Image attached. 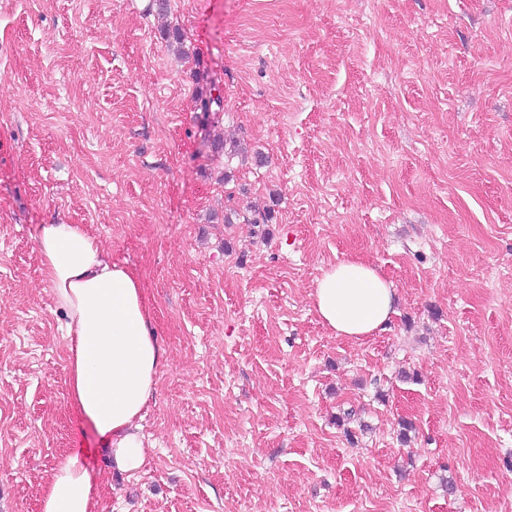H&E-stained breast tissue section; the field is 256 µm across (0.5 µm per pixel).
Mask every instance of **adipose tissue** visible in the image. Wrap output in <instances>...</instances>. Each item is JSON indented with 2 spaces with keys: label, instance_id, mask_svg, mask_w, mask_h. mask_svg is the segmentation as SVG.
<instances>
[{
  "label": "adipose tissue",
  "instance_id": "1",
  "mask_svg": "<svg viewBox=\"0 0 512 512\" xmlns=\"http://www.w3.org/2000/svg\"><path fill=\"white\" fill-rule=\"evenodd\" d=\"M43 278L66 316L72 406L112 447L122 472L145 455L139 422L166 359L157 342L140 278L112 262L79 224H43L35 237ZM336 336L359 340L385 331L396 314V288L376 267L348 258L323 270L311 294ZM92 478L78 452L53 469L41 512H97Z\"/></svg>",
  "mask_w": 512,
  "mask_h": 512
}]
</instances>
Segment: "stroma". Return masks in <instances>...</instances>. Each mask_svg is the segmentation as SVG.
Returning a JSON list of instances; mask_svg holds the SVG:
<instances>
[{
    "label": "stroma",
    "instance_id": "obj_1",
    "mask_svg": "<svg viewBox=\"0 0 512 512\" xmlns=\"http://www.w3.org/2000/svg\"><path fill=\"white\" fill-rule=\"evenodd\" d=\"M169 4L0 0V512L75 450L99 512H512V0ZM41 224L143 282L131 473L71 408ZM346 257L397 290L360 340L310 297Z\"/></svg>",
    "mask_w": 512,
    "mask_h": 512
}]
</instances>
